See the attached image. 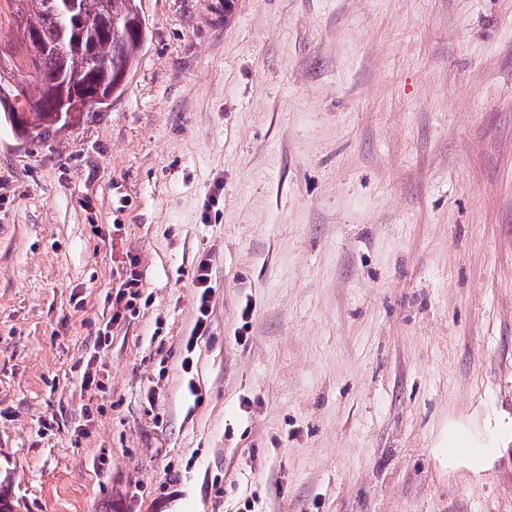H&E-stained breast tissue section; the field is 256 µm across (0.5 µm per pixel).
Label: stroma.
I'll return each mask as SVG.
<instances>
[{"mask_svg":"<svg viewBox=\"0 0 512 512\" xmlns=\"http://www.w3.org/2000/svg\"><path fill=\"white\" fill-rule=\"evenodd\" d=\"M213 3L142 0L108 111L0 121L10 512H512V0ZM196 276L197 288H200L197 317L194 322L193 328L190 333V337L187 341V347L191 348L194 338L197 336H203L209 329V315H210V293H211V273L207 264H202L199 267ZM197 338H195L197 340ZM496 450L497 448L489 446L487 441L469 427L450 424L442 435L439 454L448 464L462 462L477 471Z\"/></svg>","mask_w":512,"mask_h":512,"instance_id":"35a3bbf8","label":"stroma"}]
</instances>
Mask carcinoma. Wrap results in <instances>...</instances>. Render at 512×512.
Returning <instances> with one entry per match:
<instances>
[{
	"label": "carcinoma",
	"instance_id": "cac0c4a2",
	"mask_svg": "<svg viewBox=\"0 0 512 512\" xmlns=\"http://www.w3.org/2000/svg\"><path fill=\"white\" fill-rule=\"evenodd\" d=\"M21 14L25 28L34 29L39 38L52 42L60 29L48 18L47 0H23ZM80 24L58 52H48L33 62L32 82L35 96L20 90L13 98L16 105L34 103L36 112H11L6 120L20 128V134L45 139L66 125L58 106L48 101L51 90L61 79H69L80 88L79 98L93 112H106L112 101L123 93L137 69L147 39V27L141 0H78Z\"/></svg>",
	"mask_w": 512,
	"mask_h": 512
}]
</instances>
